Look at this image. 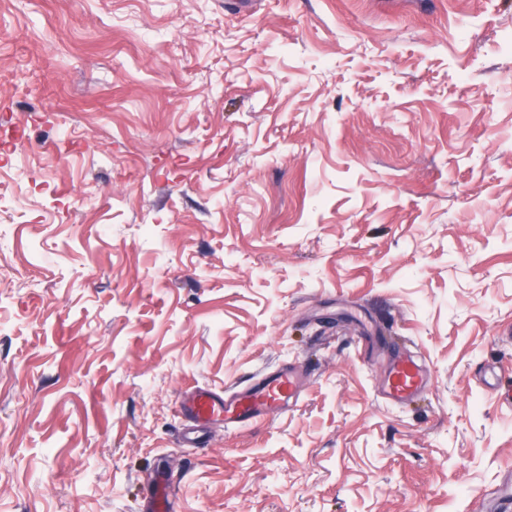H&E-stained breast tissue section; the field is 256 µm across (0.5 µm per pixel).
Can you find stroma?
<instances>
[{
	"label": "stroma",
	"instance_id": "obj_1",
	"mask_svg": "<svg viewBox=\"0 0 512 512\" xmlns=\"http://www.w3.org/2000/svg\"><path fill=\"white\" fill-rule=\"evenodd\" d=\"M225 2L0 0V512H145L162 470L173 512H484L512 0ZM287 363V412L180 447L187 387ZM428 385L426 371L411 355L401 351L382 382V394L388 403L400 405L424 391Z\"/></svg>",
	"mask_w": 512,
	"mask_h": 512
}]
</instances>
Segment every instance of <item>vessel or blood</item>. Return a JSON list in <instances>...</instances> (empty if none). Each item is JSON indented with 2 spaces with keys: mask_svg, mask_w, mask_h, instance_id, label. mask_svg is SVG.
<instances>
[{
  "mask_svg": "<svg viewBox=\"0 0 512 512\" xmlns=\"http://www.w3.org/2000/svg\"><path fill=\"white\" fill-rule=\"evenodd\" d=\"M304 371L295 365L281 366L263 375L245 392L223 394L209 388H195L180 397V411L190 422L183 431L181 441L197 446L198 430L219 422L246 424L273 414L297 400L305 386ZM429 379L422 366L407 352H400L382 382V394L388 403L400 405L424 391ZM151 512H170L171 486L168 476H160L150 497Z\"/></svg>",
  "mask_w": 512,
  "mask_h": 512,
  "instance_id": "1",
  "label": "vessel or blood"
}]
</instances>
